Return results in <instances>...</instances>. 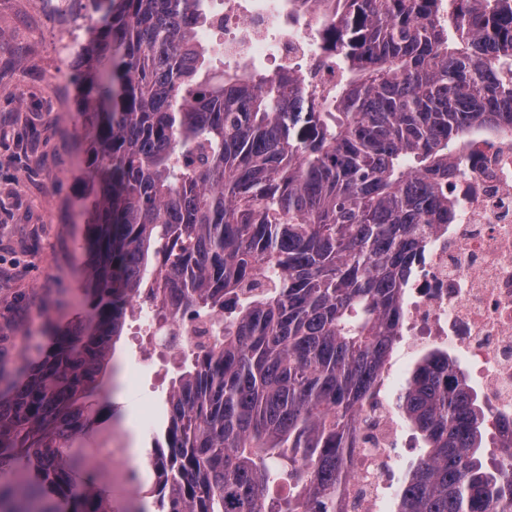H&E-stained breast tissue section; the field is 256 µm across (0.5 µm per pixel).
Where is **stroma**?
<instances>
[{"label": "stroma", "instance_id": "1", "mask_svg": "<svg viewBox=\"0 0 512 512\" xmlns=\"http://www.w3.org/2000/svg\"><path fill=\"white\" fill-rule=\"evenodd\" d=\"M93 24L84 15L61 26L42 14L39 0H0V381L10 382L51 323L81 308L86 257L82 249L93 183L85 170L94 129L84 116L76 62L62 61L60 44L83 38ZM128 337L116 356L135 383H119L107 400L118 425L88 438L86 447L121 440L140 468L142 485L151 436L140 430L143 409L161 423L173 378L148 366Z\"/></svg>", "mask_w": 512, "mask_h": 512}]
</instances>
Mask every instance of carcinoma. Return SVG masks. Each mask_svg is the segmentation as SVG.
<instances>
[{
    "label": "carcinoma",
    "instance_id": "obj_1",
    "mask_svg": "<svg viewBox=\"0 0 512 512\" xmlns=\"http://www.w3.org/2000/svg\"><path fill=\"white\" fill-rule=\"evenodd\" d=\"M97 144L85 307L0 391V512H340L358 420L404 317L427 224H452L448 155L512 133V0H287L341 80L216 70L215 0H86ZM231 320L183 358L126 508L74 443L106 423L132 301ZM396 406L425 448L394 512H512V440L442 348ZM288 497L267 502L274 484Z\"/></svg>",
    "mask_w": 512,
    "mask_h": 512
}]
</instances>
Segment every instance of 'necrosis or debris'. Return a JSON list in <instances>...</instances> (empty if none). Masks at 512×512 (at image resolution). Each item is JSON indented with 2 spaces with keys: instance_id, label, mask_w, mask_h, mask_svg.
I'll use <instances>...</instances> for the list:
<instances>
[{
  "instance_id": "necrosis-or-debris-1",
  "label": "necrosis or debris",
  "mask_w": 512,
  "mask_h": 512,
  "mask_svg": "<svg viewBox=\"0 0 512 512\" xmlns=\"http://www.w3.org/2000/svg\"><path fill=\"white\" fill-rule=\"evenodd\" d=\"M226 66L241 71L261 58L303 72L316 95L336 85V67L316 49L306 19L289 17L286 0H222L211 17ZM456 203L451 224L432 225L410 279L402 350L447 345L464 365L490 417L512 416V134L478 138L457 153L447 181ZM132 321L150 352L177 361L195 349L204 324L163 318L134 302ZM365 441L353 453L344 512H384L400 475L394 443L406 433L391 398H374L360 416Z\"/></svg>"
}]
</instances>
